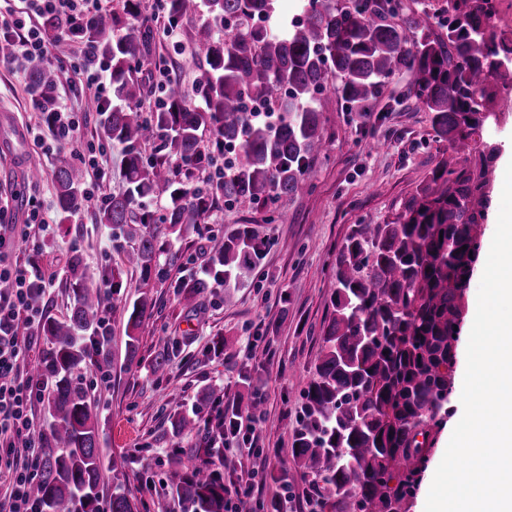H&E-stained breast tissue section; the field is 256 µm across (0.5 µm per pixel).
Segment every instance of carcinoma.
<instances>
[{
    "mask_svg": "<svg viewBox=\"0 0 512 512\" xmlns=\"http://www.w3.org/2000/svg\"><path fill=\"white\" fill-rule=\"evenodd\" d=\"M484 2L446 0L434 10L422 0L421 9L405 12L401 0H308L304 18L277 36L264 25L275 0H165L172 28L202 10L208 15L188 51L202 105L174 88L147 118L137 73L150 64L153 33L139 23L141 0H123L122 12L102 13L74 32L106 61L117 104L104 108L101 129L125 150L126 189L97 216L112 238L135 241L106 279L114 294L124 269L140 270L147 282L160 255L179 259L157 223L175 234L199 223L219 197L252 205L304 193L307 173L329 149L320 103L328 92L362 116L385 84L404 73L435 141L448 143L395 218L353 225L336 255L321 356L294 433L295 467L265 475L285 490L302 486L313 512H403L420 482L432 430L448 415L461 334L454 326L466 315L490 184L487 156L473 164L459 153L479 145L485 125L499 120L489 85L512 93V42L497 37ZM27 72L34 107L51 111L54 69L34 58ZM249 104L276 111L277 122L248 119ZM157 137L163 154L145 156L142 145ZM221 151L233 158L224 161L219 185L201 190L177 180L174 161L200 170ZM53 182L58 214L67 220L80 207L83 169L64 162ZM158 195L166 199L162 217L137 210L142 199ZM262 258L253 229L239 225L212 248L208 277L178 284L183 300L193 303L210 287L209 277L229 284ZM66 283L74 297L69 313L38 326L46 349L36 373L54 381L47 397L54 423L42 434L48 448L31 494L43 512H100L98 418L81 371L110 363L98 334L105 289L78 255ZM153 308L145 294L124 304L131 362ZM254 404L242 395L233 400L213 422V438L237 434L239 417L255 414ZM167 420L175 436L200 427L198 415L178 406ZM221 454L203 444L176 450L167 480L183 512H226L231 475L207 466ZM124 466L123 459L108 461L116 480L109 512H132L120 482Z\"/></svg>",
    "mask_w": 512,
    "mask_h": 512,
    "instance_id": "obj_1",
    "label": "carcinoma"
}]
</instances>
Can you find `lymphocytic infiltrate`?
I'll return each mask as SVG.
<instances>
[{
	"instance_id": "1",
	"label": "lymphocytic infiltrate",
	"mask_w": 512,
	"mask_h": 512,
	"mask_svg": "<svg viewBox=\"0 0 512 512\" xmlns=\"http://www.w3.org/2000/svg\"><path fill=\"white\" fill-rule=\"evenodd\" d=\"M23 10L0 5V36L9 39L14 54L8 63L23 62L50 54L40 21L43 16L61 17L67 30L88 26L101 12L111 9V0H25ZM50 128L57 142L71 146L86 167L99 166L94 149L78 144L79 121L75 113L54 107ZM27 221L14 223L9 201L0 200V512H42L30 496V487L41 474L47 445L37 438L34 407L46 388L33 374L28 352L43 311L31 302L35 288L49 283L36 274L37 256L26 262L13 257L17 238L46 230L49 222L37 197L27 200ZM257 417L241 418L239 432L250 458L246 471L227 489L226 512H243L254 495L259 477L266 471L272 449L258 443Z\"/></svg>"
}]
</instances>
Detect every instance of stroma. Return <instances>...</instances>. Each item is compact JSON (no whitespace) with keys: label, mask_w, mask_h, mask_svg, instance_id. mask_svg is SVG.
<instances>
[{"label":"stroma","mask_w":512,"mask_h":512,"mask_svg":"<svg viewBox=\"0 0 512 512\" xmlns=\"http://www.w3.org/2000/svg\"><path fill=\"white\" fill-rule=\"evenodd\" d=\"M163 0H142L154 40L150 53L155 63L168 68L171 82L179 84L189 100H196V69L182 66L203 17L185 22L173 35L163 32L167 19ZM73 48L59 44L51 64L58 75L56 100L82 116L78 137L85 146L102 149L104 174L90 171L86 182L102 181L108 194L126 187L124 149L101 132L102 103L95 89L81 84L73 72ZM372 120L362 124L345 111L333 95L322 99L324 130L329 150L307 176V191L283 196L268 204L238 207L217 203L201 223L186 227L174 238L173 248L181 258L176 264L161 261L159 276L143 282L139 271L123 274V287L111 311V365L109 390L95 387L97 375L87 369L82 382L89 390L91 405L99 415L104 457H122L125 492L135 512H159L179 504L169 493L165 473L177 449L194 447L198 435L174 436L167 423L170 408L183 404L201 417L213 415L223 401L240 394L263 391L266 401L258 425L261 443L281 449L270 466L292 465V441L303 391L310 381L322 346V327L332 292V266L336 252L355 224H383L395 218L404 201L416 190L442 151L435 142L426 112L408 96V79L399 76L387 83L371 104ZM498 123L486 127L481 152L490 155L491 183L504 178L500 158L503 144L512 139V99L503 107ZM0 111L11 121L13 134L21 135L22 148L0 142V194L10 197L16 223L26 219V200L38 190L50 217L46 232L36 238L18 240L15 256L26 261L38 252L42 271L52 279L47 296V315L67 314L71 295L65 269L72 255H81L94 280H101L131 241H113L110 231L97 224L91 214L75 213L61 221L55 204L51 175L66 161H73L70 146H58L41 112L31 103L28 80L0 66ZM37 128L40 139L28 135ZM40 162L44 176L32 181L26 175L29 160ZM381 191H374V184ZM287 213L280 222L279 213ZM241 224L250 225L262 242L264 256L259 265L240 275L231 286L213 284L185 305L172 286L184 269L199 267L197 253L203 233L213 241ZM234 301L225 304V291ZM153 299L155 308L139 335V355L127 361L125 354V302L141 295ZM223 339L224 353L213 356L210 346ZM168 350L166 370L157 374L153 361L159 350ZM250 369L249 381L240 373ZM213 390L211 400H202L204 390Z\"/></svg>","instance_id":"1"}]
</instances>
